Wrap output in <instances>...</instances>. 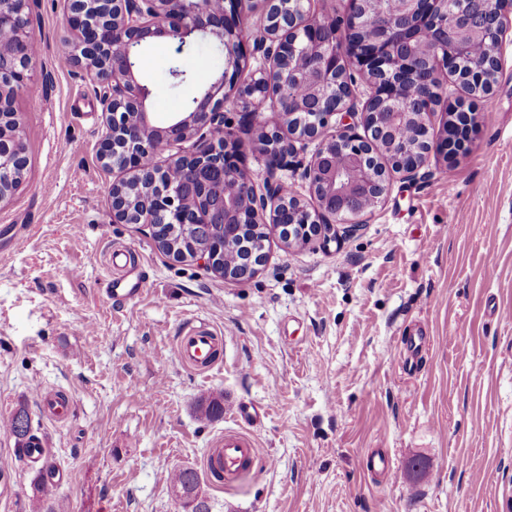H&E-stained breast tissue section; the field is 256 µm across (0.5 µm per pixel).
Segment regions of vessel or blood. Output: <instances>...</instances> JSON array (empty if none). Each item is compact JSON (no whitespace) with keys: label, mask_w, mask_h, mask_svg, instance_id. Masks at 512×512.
<instances>
[{"label":"vessel or blood","mask_w":512,"mask_h":512,"mask_svg":"<svg viewBox=\"0 0 512 512\" xmlns=\"http://www.w3.org/2000/svg\"><path fill=\"white\" fill-rule=\"evenodd\" d=\"M140 276L122 271L109 282L108 296L126 299L142 293ZM175 351L181 364L198 375L212 372L223 362L224 337L202 320L186 321L175 338ZM39 407L43 417L66 418L73 407L72 396L63 390L39 392ZM259 465L256 443L244 431H227L217 436L202 460V467L216 487L232 484L252 473Z\"/></svg>","instance_id":"obj_1"}]
</instances>
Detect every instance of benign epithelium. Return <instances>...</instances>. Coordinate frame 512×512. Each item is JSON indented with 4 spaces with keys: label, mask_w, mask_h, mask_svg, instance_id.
Listing matches in <instances>:
<instances>
[{
    "label": "benign epithelium",
    "mask_w": 512,
    "mask_h": 512,
    "mask_svg": "<svg viewBox=\"0 0 512 512\" xmlns=\"http://www.w3.org/2000/svg\"><path fill=\"white\" fill-rule=\"evenodd\" d=\"M396 0L390 13L376 0H349L337 18L288 12V0H68L65 24L73 32L75 63L84 66L106 115L98 157L119 171L109 197L112 222L192 224L208 234L224 226V247L249 224L262 233L241 241L235 265L222 267L220 247L191 257L224 279L253 277L267 258L274 228L288 243L330 242L361 222L340 217L372 212L387 196L390 173L414 180L436 150L454 156L470 140L467 112H453L434 141L431 117L448 109V77L474 94H491L499 55L480 69L460 70L471 42L460 31L476 29L502 44L512 33V0ZM35 0H0V34L13 36L0 49V203L22 185L13 177L26 166L17 96L28 88L38 60L31 32ZM260 9L262 35L249 40L244 11ZM197 36L224 49V70L209 76L186 111L159 125L148 112L151 95L138 76V55L152 39L178 41L181 52ZM247 82H239L245 69ZM417 92L405 94L406 82ZM247 123L272 112L276 124L260 126L263 184L241 167L239 139L224 113L228 99ZM360 119L366 134L356 131ZM314 145L308 161L298 149ZM293 166L316 201L309 208L296 185L279 172Z\"/></svg>",
    "instance_id": "benign-epithelium-1"
}]
</instances>
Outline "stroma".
<instances>
[{
	"label": "stroma",
	"mask_w": 512,
	"mask_h": 512,
	"mask_svg": "<svg viewBox=\"0 0 512 512\" xmlns=\"http://www.w3.org/2000/svg\"><path fill=\"white\" fill-rule=\"evenodd\" d=\"M66 9L38 0L36 74L15 103L26 180L0 204V409L25 408L46 438L66 512H182L169 473L239 427L261 463L233 487L203 483L212 512H512V42L492 95L471 101L466 150L394 178L328 248L271 234L266 265L230 282L167 256L146 226L113 223L101 106L82 68L57 64L74 40ZM176 58L166 39L143 56L160 123L224 67L196 40L172 89ZM118 254L145 279L137 299L105 294ZM196 318L224 332L223 364L205 376L174 354ZM39 388L71 394L67 421L40 416ZM219 395L223 416L201 420ZM372 452L393 478L365 468ZM1 465L0 512H46L38 469L2 429Z\"/></svg>",
	"instance_id": "stroma-1"
}]
</instances>
